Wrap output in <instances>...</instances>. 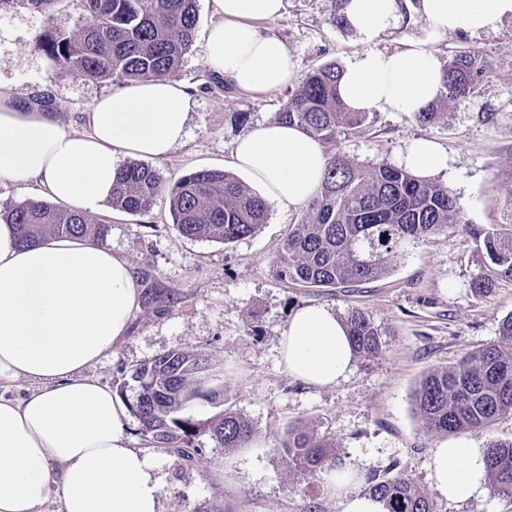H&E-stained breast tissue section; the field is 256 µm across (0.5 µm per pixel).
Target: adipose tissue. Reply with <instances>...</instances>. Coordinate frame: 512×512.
<instances>
[{"label": "adipose tissue", "instance_id": "1", "mask_svg": "<svg viewBox=\"0 0 512 512\" xmlns=\"http://www.w3.org/2000/svg\"><path fill=\"white\" fill-rule=\"evenodd\" d=\"M213 4L219 20L207 32L205 54L216 76L255 96L294 81L296 59L263 27L282 16L284 0ZM417 10L420 30L382 52L373 44L398 28L397 0H348V26L364 45L339 85L351 109L422 111L443 91L438 40L496 29L512 19V0H419ZM192 105L181 82L145 78L96 99L86 131L75 132L51 113L13 103L0 86V180L34 181L54 201L95 208L112 195L120 156L163 159L184 142ZM328 161L317 140L277 120L251 128L231 151L233 167L283 210L308 202ZM401 163L425 177L444 170L447 156L418 139ZM140 296L130 264L109 246L53 235L23 246L14 225L0 222V378L33 385L21 398L0 395V512H44L54 496L62 512H161L157 465L131 447L127 406L87 374L126 336ZM280 355L289 375L320 388L345 379L355 361L343 320L320 304L291 315ZM429 472L435 492L450 503L486 494V451L471 441L440 444ZM324 482L342 512H386L379 499L358 492L353 468Z\"/></svg>", "mask_w": 512, "mask_h": 512}]
</instances>
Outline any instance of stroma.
<instances>
[{"label": "stroma", "instance_id": "35a3bbf8", "mask_svg": "<svg viewBox=\"0 0 512 512\" xmlns=\"http://www.w3.org/2000/svg\"><path fill=\"white\" fill-rule=\"evenodd\" d=\"M281 18L267 27L298 62L297 82L314 69L345 66L362 45L350 29L331 20V0H284ZM212 0H198L193 44L174 74L194 103L189 133L164 159L153 161L165 179L197 169L229 170L235 140L256 123L275 119L287 91L265 97L242 93L218 79L204 52V36L215 23ZM82 0H57L52 17L19 9L0 13V85L16 103L53 113L67 129L85 130V114L98 97L116 88L111 78L82 79L46 67L44 32L78 33ZM488 63L465 96L451 101L433 123L397 112L371 113L342 143L358 163L399 165L409 140L425 137L448 156L436 174L455 194L458 222L428 240L407 244L383 277L326 291L280 279L274 263L301 210L270 209L259 230L223 245L182 237L166 199L149 215L91 209L112 227L107 244L125 257L142 290L141 308L127 335L92 376L116 386L145 360L183 347L207 352L218 369L224 397L194 401L191 414L209 419L230 410L255 429L248 447L226 449L202 436L192 465L178 464L167 449L152 447L137 420H130L131 445L148 451L162 479V512H342L323 483L303 481L279 446L289 427L301 425L335 439L344 462L361 474L387 476L392 462L414 477L435 512H512V499L494 494L465 504L439 496L429 480L432 448L446 436L430 430L417 414L413 394L429 372L453 366L470 351L499 338L501 321L512 315V279L493 278L484 294L478 277H493L491 263L465 227L512 230V20L478 35L451 33L436 50L442 60L462 50ZM323 304L346 317L364 311L382 332L379 356H357L353 370L330 388L291 377L280 361L279 340L297 309Z\"/></svg>", "mask_w": 512, "mask_h": 512}]
</instances>
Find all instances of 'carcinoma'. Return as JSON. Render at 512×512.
<instances>
[{
    "label": "carcinoma",
    "mask_w": 512,
    "mask_h": 512,
    "mask_svg": "<svg viewBox=\"0 0 512 512\" xmlns=\"http://www.w3.org/2000/svg\"><path fill=\"white\" fill-rule=\"evenodd\" d=\"M57 0H0V11L26 9L51 16ZM85 23L74 35L48 34L47 54L58 66L82 78L133 81L174 74L193 43L197 0H83ZM483 58L460 51L448 61L445 95L423 112L430 123L452 100L468 94L485 72ZM341 69L328 64L311 72L283 104L276 119L296 125L323 145L334 147L317 193L286 238L276 273L313 288H347L373 281L406 244L426 240L457 223L459 207L448 187L387 163H354L342 140L367 119L353 112L337 93ZM169 203L172 224L188 239L230 244L253 235L266 223L269 204L227 172L189 171L174 182L144 164L120 168L112 188L113 209L147 215L160 197ZM0 221L16 227L20 243L36 245L47 234L105 243L110 225L87 213L32 200L0 210ZM480 242L493 272L512 278V233L466 225ZM346 324L356 352L376 355L382 333L361 310ZM209 355L182 347L160 353L136 367L118 393L133 387L130 403L141 430L156 448L177 461H193L197 437L207 434L224 448H244L253 439L251 423L233 412L206 421L188 415L189 405L213 377ZM416 411L439 433L488 430L512 412V315L498 341L471 352L459 364L429 373L414 392ZM290 466L311 483L344 465L333 440L302 427L288 430L281 443ZM487 480L497 495L512 499V440H493L486 460ZM394 476H366L368 493L382 499L387 512H434L433 504L399 462Z\"/></svg>",
    "instance_id": "1"
}]
</instances>
